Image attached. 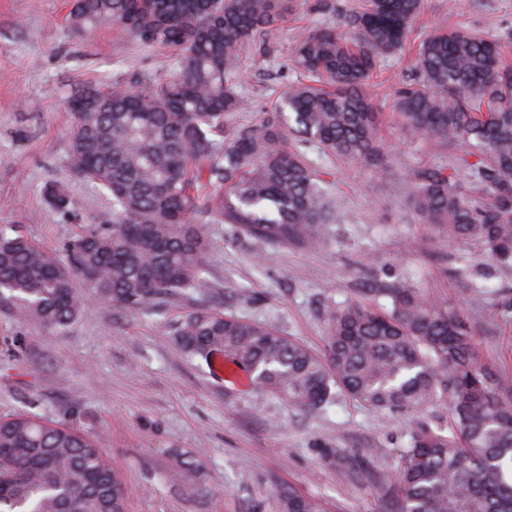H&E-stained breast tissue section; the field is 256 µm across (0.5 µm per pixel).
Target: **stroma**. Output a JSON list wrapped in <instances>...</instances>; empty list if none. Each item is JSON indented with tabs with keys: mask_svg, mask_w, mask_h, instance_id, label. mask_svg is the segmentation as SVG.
Listing matches in <instances>:
<instances>
[{
	"mask_svg": "<svg viewBox=\"0 0 512 512\" xmlns=\"http://www.w3.org/2000/svg\"><path fill=\"white\" fill-rule=\"evenodd\" d=\"M333 2L334 10L322 12L316 0H296L268 48L248 53L238 79L250 107L230 123L261 121L302 80L289 61L298 32L339 25L359 0ZM68 13L69 0H0V225L59 259L90 226L112 222L108 198L76 171L67 96L90 82L154 81L176 58L106 29L75 27ZM441 28L499 42L512 64V0H422L405 49L382 57L370 79L383 114V162L331 156L288 134L334 205L318 242L273 243L212 225L206 293L172 296L154 314L116 313L88 295L61 335L0 304V416L36 411L105 435L127 512H275V492L288 485L325 512H392L400 451L418 424L447 428L445 404L423 413L379 411L340 392L334 404L307 411L254 390L231 368L187 358L172 330L188 312L210 307L321 352L326 304L370 299L376 282L404 276L459 312L485 362L512 375V315L498 299L512 293V267L479 245L449 241L423 223L414 204V172L443 166L466 181L467 149L406 136L394 109L396 85L419 78L415 47ZM49 183L69 191L75 217L50 210L42 196ZM480 280L488 288L477 299L471 286ZM16 335L22 349L14 353L8 340ZM186 460L197 465L195 477L174 480ZM344 467L350 477H339Z\"/></svg>",
	"mask_w": 512,
	"mask_h": 512,
	"instance_id": "stroma-1",
	"label": "stroma"
}]
</instances>
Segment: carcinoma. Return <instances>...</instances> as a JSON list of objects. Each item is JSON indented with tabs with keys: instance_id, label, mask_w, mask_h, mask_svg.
Wrapping results in <instances>:
<instances>
[{
	"instance_id": "obj_1",
	"label": "carcinoma",
	"mask_w": 512,
	"mask_h": 512,
	"mask_svg": "<svg viewBox=\"0 0 512 512\" xmlns=\"http://www.w3.org/2000/svg\"><path fill=\"white\" fill-rule=\"evenodd\" d=\"M421 0H365L344 29L303 31L291 50L305 80L277 111L224 130L247 100L237 88L242 55L274 36L294 0H72L81 27L116 30L148 47L179 53L173 72L138 88L72 91L70 145L82 177L108 197L112 225L66 245L63 264L23 233L0 226V302L58 333L81 308L75 278L117 311L152 312L174 295L210 287L209 224L246 236L306 244L319 238L330 204L321 180L285 128L345 159L378 163L381 113L368 81L378 60L400 49ZM420 81L396 89L407 135L469 146L475 204L444 167L416 172L424 223L475 241L512 265V66L500 44L442 29L416 54ZM50 207L75 201L47 184ZM374 299L331 302L325 356L277 331L209 309L174 329L185 355L222 357L255 389L306 410L344 391L376 410L417 413L446 404L448 431L417 426L401 454L394 512H512V380L482 363L464 320L430 302L404 277L371 289ZM67 422L36 412L0 418V512H125V493L102 448ZM280 512H323L291 487Z\"/></svg>"
}]
</instances>
